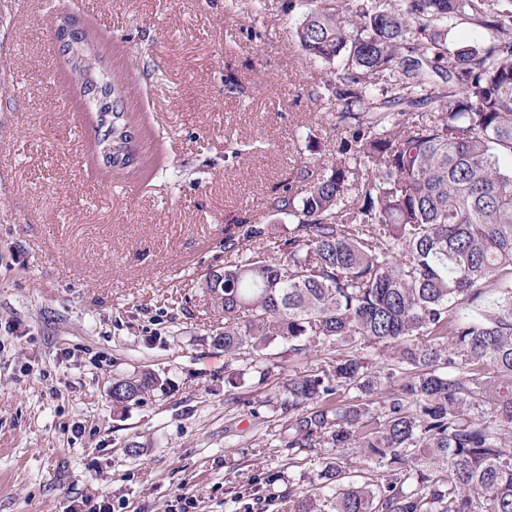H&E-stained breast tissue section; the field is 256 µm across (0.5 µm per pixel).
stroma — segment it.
I'll return each mask as SVG.
<instances>
[{
	"label": "stroma",
	"instance_id": "stroma-1",
	"mask_svg": "<svg viewBox=\"0 0 512 512\" xmlns=\"http://www.w3.org/2000/svg\"><path fill=\"white\" fill-rule=\"evenodd\" d=\"M286 0H0V512H64L112 493L115 512H298L351 448L291 451L276 395L334 356L279 344L224 397V316L200 288L224 235L279 258L300 171L336 159L329 74L296 45ZM77 20L118 80L135 159L98 153L96 110L53 36ZM237 91H228V83ZM164 381L118 410L115 381Z\"/></svg>",
	"mask_w": 512,
	"mask_h": 512
}]
</instances>
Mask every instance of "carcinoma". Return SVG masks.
<instances>
[{
	"instance_id": "carcinoma-1",
	"label": "carcinoma",
	"mask_w": 512,
	"mask_h": 512,
	"mask_svg": "<svg viewBox=\"0 0 512 512\" xmlns=\"http://www.w3.org/2000/svg\"><path fill=\"white\" fill-rule=\"evenodd\" d=\"M507 0H288L294 36L331 70L318 99L336 115V161L306 168L301 197L275 207L296 223L281 257L240 254L201 287L224 313L214 348L233 361L271 343L336 358L291 376L276 396L288 448L363 452L374 478L328 466L302 512H512V7ZM463 18L491 43L448 48ZM81 89L103 80V162L133 161L134 134L115 81L67 53ZM391 81L384 93L374 86ZM421 112V120L408 114ZM364 347L396 348V372ZM163 386L153 373L112 384V404ZM381 393L374 405L369 396Z\"/></svg>"
}]
</instances>
